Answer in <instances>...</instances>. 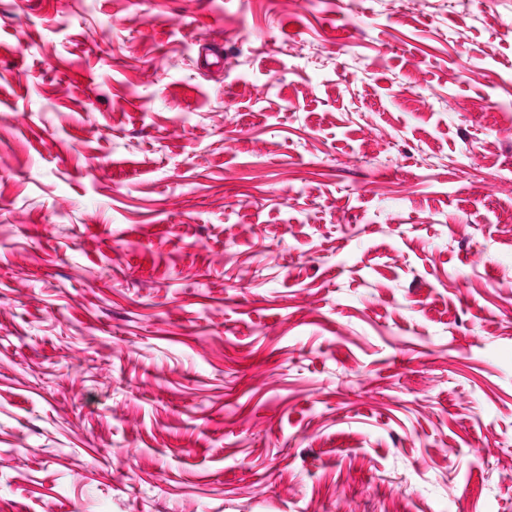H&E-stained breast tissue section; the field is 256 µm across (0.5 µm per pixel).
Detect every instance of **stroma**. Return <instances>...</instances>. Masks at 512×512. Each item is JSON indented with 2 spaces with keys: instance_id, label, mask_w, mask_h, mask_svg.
<instances>
[{
  "instance_id": "35a3bbf8",
  "label": "stroma",
  "mask_w": 512,
  "mask_h": 512,
  "mask_svg": "<svg viewBox=\"0 0 512 512\" xmlns=\"http://www.w3.org/2000/svg\"><path fill=\"white\" fill-rule=\"evenodd\" d=\"M190 503L512 512V0H0V512Z\"/></svg>"
}]
</instances>
